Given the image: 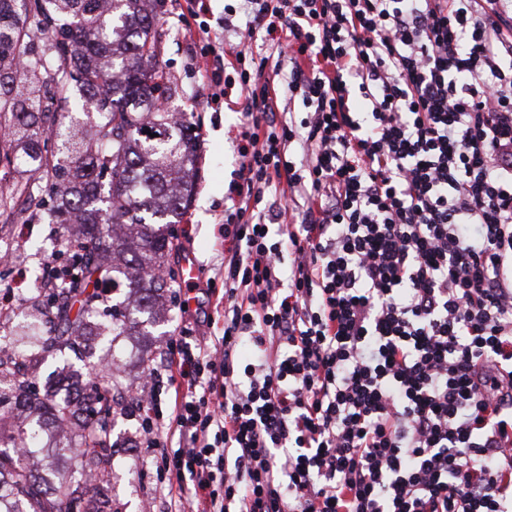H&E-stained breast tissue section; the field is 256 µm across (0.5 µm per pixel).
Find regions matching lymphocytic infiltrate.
I'll return each instance as SVG.
<instances>
[{
	"label": "lymphocytic infiltrate",
	"mask_w": 512,
	"mask_h": 512,
	"mask_svg": "<svg viewBox=\"0 0 512 512\" xmlns=\"http://www.w3.org/2000/svg\"><path fill=\"white\" fill-rule=\"evenodd\" d=\"M224 29V327L171 336L129 407L168 512H512V0H242Z\"/></svg>",
	"instance_id": "lymphocytic-infiltrate-1"
}]
</instances>
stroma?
<instances>
[{
    "label": "stroma",
    "mask_w": 512,
    "mask_h": 512,
    "mask_svg": "<svg viewBox=\"0 0 512 512\" xmlns=\"http://www.w3.org/2000/svg\"><path fill=\"white\" fill-rule=\"evenodd\" d=\"M157 38L160 54L157 65L168 79L166 94L169 110L186 113L196 124L200 143L199 179L191 206L180 224L174 225L173 236L181 253L173 254L170 264L179 268L185 252H192L199 263L197 289L188 312L173 308L172 322L146 320L138 336H119L102 342L89 352L85 361L98 364L101 357L114 361L116 377L123 386H134L144 364L157 357L167 338L183 325L186 316L200 323L201 335H209V315L215 312L214 294L224 291V202L233 182L238 181L241 160L237 153L239 115L227 101L210 103L209 90L201 81L192 55L188 23L182 18L175 0H159ZM21 175L0 164V193L12 195L8 208H0V252L11 253L12 266L0 268V281L20 279L14 288L7 310L8 318L0 322V336L9 335L14 324L28 311L34 296L31 271L46 264L57 248L60 227L43 220L42 204L49 201L54 185L36 181L28 194H17L15 184ZM137 423L126 415H118L114 423L112 484L107 493L112 512H166L164 492L156 482L154 468L146 463L147 451L137 442Z\"/></svg>",
    "instance_id": "1"
}]
</instances>
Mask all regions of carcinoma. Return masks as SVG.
Masks as SVG:
<instances>
[{
    "instance_id": "obj_1",
    "label": "carcinoma",
    "mask_w": 512,
    "mask_h": 512,
    "mask_svg": "<svg viewBox=\"0 0 512 512\" xmlns=\"http://www.w3.org/2000/svg\"><path fill=\"white\" fill-rule=\"evenodd\" d=\"M147 2L0 0V160L22 164L31 178L52 172L63 181L46 211L49 223L64 228L62 269L26 315L31 325L53 317L54 335L31 357L37 369L44 359L66 364L71 354L81 357L87 336L136 335L140 323L117 305L106 319L99 283L126 289L150 315L174 297L168 227L191 203L200 149L194 129L160 105L166 83L155 66L156 17ZM37 33L48 39L49 53L31 57L27 44ZM74 88L79 100L62 118L43 105L68 99ZM48 133L58 147L52 159L39 147ZM30 382L0 358V387L11 386L26 402L12 438L22 445L40 437L49 415L67 435L46 448L68 462L39 475L16 461L0 429V512H111L106 492L81 474L112 468V421L125 406V396L111 395L112 373L97 376L102 395L92 419L77 385L55 386L39 398L29 394Z\"/></svg>"
}]
</instances>
